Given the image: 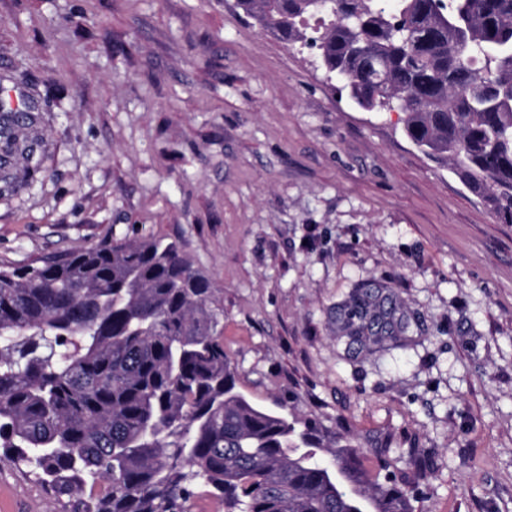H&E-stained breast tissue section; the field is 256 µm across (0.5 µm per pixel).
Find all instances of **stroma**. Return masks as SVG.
<instances>
[{"label":"stroma","instance_id":"stroma-1","mask_svg":"<svg viewBox=\"0 0 512 512\" xmlns=\"http://www.w3.org/2000/svg\"><path fill=\"white\" fill-rule=\"evenodd\" d=\"M0 89L43 139L0 190V260L152 234L224 308L236 386L343 438L414 512H512V224L237 0H0ZM391 334L344 327L366 289ZM431 458L418 469L407 449ZM51 497L0 458V512Z\"/></svg>","mask_w":512,"mask_h":512}]
</instances>
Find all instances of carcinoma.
Masks as SVG:
<instances>
[{"instance_id":"obj_1","label":"carcinoma","mask_w":512,"mask_h":512,"mask_svg":"<svg viewBox=\"0 0 512 512\" xmlns=\"http://www.w3.org/2000/svg\"><path fill=\"white\" fill-rule=\"evenodd\" d=\"M259 29L306 43L369 112L512 224V0H238ZM317 18L318 36L306 23ZM28 113L0 105V168L32 159ZM392 301L357 299L358 339ZM224 308L177 241H104L0 263V448L50 512H413L392 477L370 484L355 448L322 460L311 432L236 387Z\"/></svg>"}]
</instances>
